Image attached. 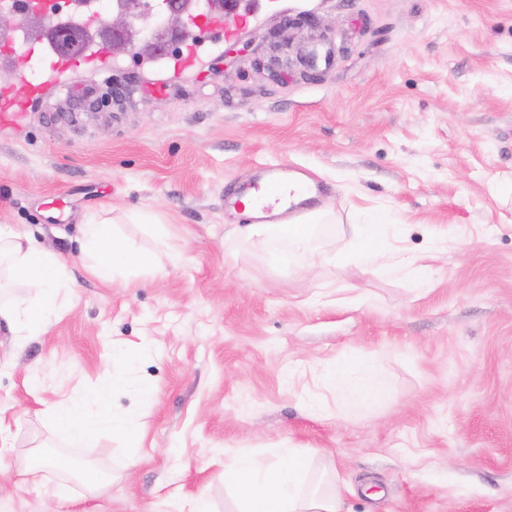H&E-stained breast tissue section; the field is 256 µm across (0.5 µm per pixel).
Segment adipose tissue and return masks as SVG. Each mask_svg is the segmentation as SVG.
I'll return each mask as SVG.
<instances>
[{"instance_id":"adipose-tissue-1","label":"adipose tissue","mask_w":512,"mask_h":512,"mask_svg":"<svg viewBox=\"0 0 512 512\" xmlns=\"http://www.w3.org/2000/svg\"><path fill=\"white\" fill-rule=\"evenodd\" d=\"M384 229L380 216L365 213L362 233L352 248L350 260L362 266L375 264L382 256ZM81 233L88 268L98 278L109 281L133 268L143 275L155 274L151 256L132 255L130 249L111 234L108 225L90 222L83 225ZM239 233L260 244L274 236L285 235L290 243L287 262L301 266L309 259L308 225L246 224L240 226ZM1 265L7 272L0 274V288L8 283L15 284L24 287L26 293L11 301L0 300V322L10 326L21 316L31 332H40L47 316L58 308V292L68 278L66 264L42 248L34 237L1 224ZM324 378L337 395L349 402L364 403L377 393L375 372L364 363L338 362L326 369ZM94 399L101 408L100 413L88 414L81 407L66 403L50 408L45 417L75 438H87L104 429L133 430L132 422L106 412L108 391L95 393ZM307 472V460L293 448L287 449L283 461L277 465L239 453L225 462L224 483L237 490L242 503L239 512H344L340 480L323 477L313 484L308 481Z\"/></svg>"}]
</instances>
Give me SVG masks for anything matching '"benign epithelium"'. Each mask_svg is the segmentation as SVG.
Instances as JSON below:
<instances>
[{
	"label": "benign epithelium",
	"mask_w": 512,
	"mask_h": 512,
	"mask_svg": "<svg viewBox=\"0 0 512 512\" xmlns=\"http://www.w3.org/2000/svg\"><path fill=\"white\" fill-rule=\"evenodd\" d=\"M242 0H167L166 7L154 15L145 0H128L122 8L104 17V26L112 40L104 42L112 54L132 53L156 58L165 50L167 40L183 41L195 35L199 28L216 13L227 20L238 15ZM25 28L54 32L63 39L68 26L51 20L37 11L20 18L13 13H0V32Z\"/></svg>",
	"instance_id": "obj_1"
}]
</instances>
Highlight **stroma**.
I'll use <instances>...</instances> for the list:
<instances>
[{
	"mask_svg": "<svg viewBox=\"0 0 512 512\" xmlns=\"http://www.w3.org/2000/svg\"><path fill=\"white\" fill-rule=\"evenodd\" d=\"M302 11L316 28L276 52ZM234 27L198 69L122 54L0 126V224L69 271L41 332L0 329V466L96 481L60 501L14 479L0 512H235L225 458L283 448L344 478L349 512H512V0H243ZM276 165L307 169L333 210L304 269L281 265L287 241L235 232L230 198ZM366 209L404 225L388 247L430 288L326 263ZM92 219L159 273L93 276ZM118 347L134 356L120 384ZM344 358L375 366L377 400L323 384ZM104 387L143 435L77 440L43 419Z\"/></svg>",
	"mask_w": 512,
	"mask_h": 512,
	"instance_id": "35a3bbf8",
	"label": "stroma"
}]
</instances>
